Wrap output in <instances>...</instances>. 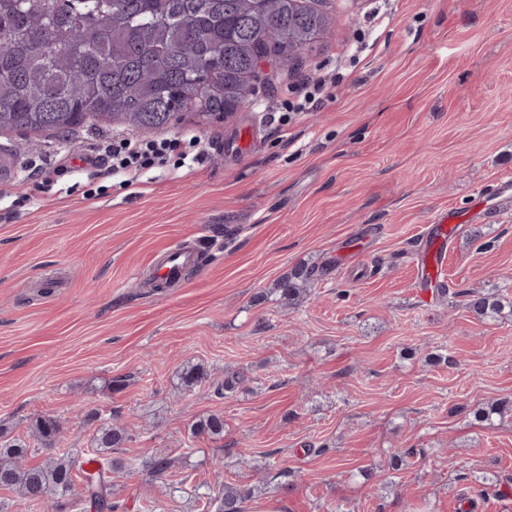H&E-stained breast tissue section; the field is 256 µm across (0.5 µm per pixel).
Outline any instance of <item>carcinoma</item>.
<instances>
[{
	"mask_svg": "<svg viewBox=\"0 0 512 512\" xmlns=\"http://www.w3.org/2000/svg\"><path fill=\"white\" fill-rule=\"evenodd\" d=\"M333 23L297 0H0V131L72 133L90 120L153 130L185 112L208 124L237 112L255 90L259 58L287 67ZM322 272L300 266L272 291L293 304ZM467 297L480 319L512 316V298ZM203 379L193 366L180 374L187 389ZM90 418L99 426L79 458L65 451L28 465L36 449L23 439L0 442V487L52 508L79 479L96 512H118L108 474L122 467L112 453L132 435L99 412ZM61 431L53 417L32 425L46 450L58 448ZM192 433L223 437V414L203 417ZM253 492L247 482L224 484L217 512H242Z\"/></svg>",
	"mask_w": 512,
	"mask_h": 512,
	"instance_id": "carcinoma-1",
	"label": "carcinoma"
}]
</instances>
